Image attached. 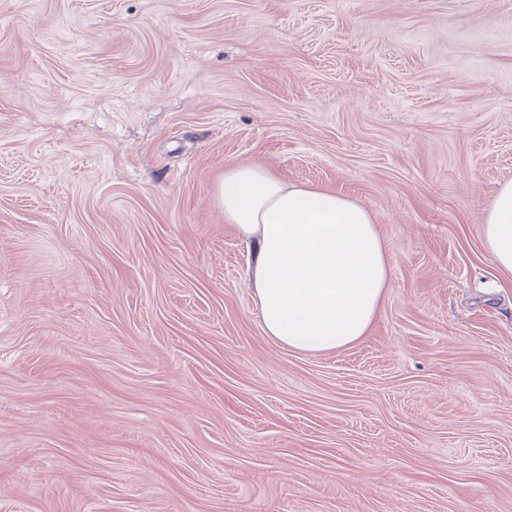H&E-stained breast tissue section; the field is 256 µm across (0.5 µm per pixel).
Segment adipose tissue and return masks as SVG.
I'll return each instance as SVG.
<instances>
[{
	"mask_svg": "<svg viewBox=\"0 0 512 512\" xmlns=\"http://www.w3.org/2000/svg\"><path fill=\"white\" fill-rule=\"evenodd\" d=\"M216 199L253 250L249 286L266 335L311 354L369 336L392 269L366 208L258 165H227ZM481 231L495 265L512 273V180L499 187Z\"/></svg>",
	"mask_w": 512,
	"mask_h": 512,
	"instance_id": "1",
	"label": "adipose tissue"
}]
</instances>
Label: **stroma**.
Wrapping results in <instances>:
<instances>
[{"mask_svg": "<svg viewBox=\"0 0 512 512\" xmlns=\"http://www.w3.org/2000/svg\"><path fill=\"white\" fill-rule=\"evenodd\" d=\"M229 164L370 210L393 286L263 331ZM512 0H0V512H512ZM487 252L495 265L512 273V180L499 187L481 224Z\"/></svg>", "mask_w": 512, "mask_h": 512, "instance_id": "35a3bbf8", "label": "stroma"}]
</instances>
